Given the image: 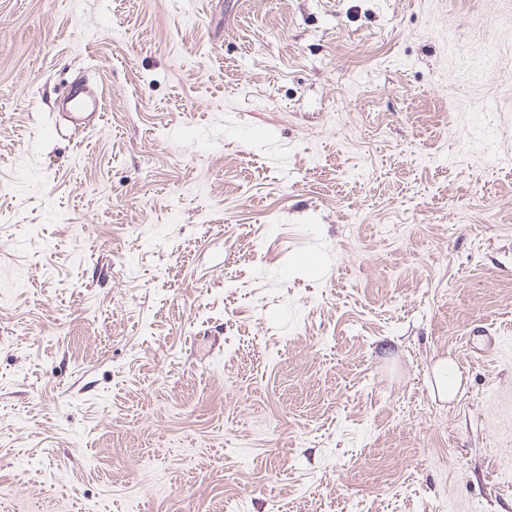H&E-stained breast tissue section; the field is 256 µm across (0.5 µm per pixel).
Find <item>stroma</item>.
<instances>
[{
  "label": "stroma",
  "mask_w": 512,
  "mask_h": 512,
  "mask_svg": "<svg viewBox=\"0 0 512 512\" xmlns=\"http://www.w3.org/2000/svg\"><path fill=\"white\" fill-rule=\"evenodd\" d=\"M0 294V512H512V0H0ZM434 387L441 399H452L461 383L457 365L448 358L438 359L433 367Z\"/></svg>",
  "instance_id": "35a3bbf8"
}]
</instances>
